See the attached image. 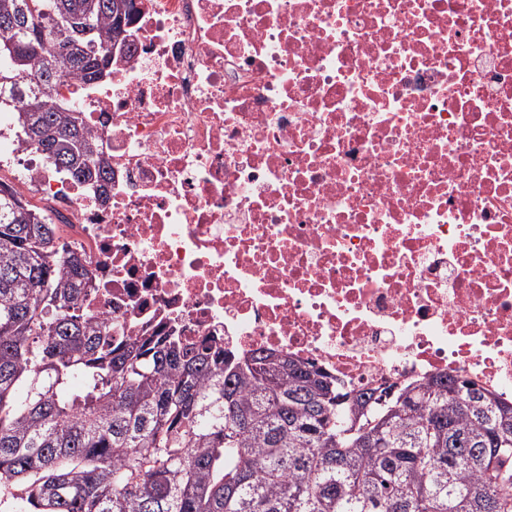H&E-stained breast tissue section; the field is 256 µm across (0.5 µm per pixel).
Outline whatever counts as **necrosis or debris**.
Instances as JSON below:
<instances>
[{
	"label": "necrosis or debris",
	"instance_id": "1",
	"mask_svg": "<svg viewBox=\"0 0 512 512\" xmlns=\"http://www.w3.org/2000/svg\"><path fill=\"white\" fill-rule=\"evenodd\" d=\"M98 202L9 140L97 319L512 402V0H135Z\"/></svg>",
	"mask_w": 512,
	"mask_h": 512
}]
</instances>
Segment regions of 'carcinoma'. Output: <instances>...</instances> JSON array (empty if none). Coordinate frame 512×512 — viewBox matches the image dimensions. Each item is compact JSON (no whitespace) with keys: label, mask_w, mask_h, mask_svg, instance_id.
<instances>
[{"label":"carcinoma","mask_w":512,"mask_h":512,"mask_svg":"<svg viewBox=\"0 0 512 512\" xmlns=\"http://www.w3.org/2000/svg\"><path fill=\"white\" fill-rule=\"evenodd\" d=\"M133 0H0V103L94 194L108 170L62 80L90 79ZM88 24L80 47L67 19ZM56 225L0 182V492L26 512H512V404L436 374L355 390L279 351L134 332Z\"/></svg>","instance_id":"cac0c4a2"}]
</instances>
